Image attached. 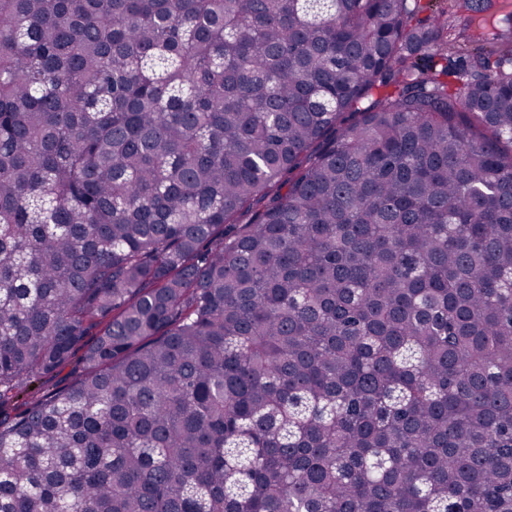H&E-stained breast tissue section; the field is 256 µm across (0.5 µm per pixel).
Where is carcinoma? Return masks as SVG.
I'll list each match as a JSON object with an SVG mask.
<instances>
[{
    "label": "carcinoma",
    "mask_w": 512,
    "mask_h": 512,
    "mask_svg": "<svg viewBox=\"0 0 512 512\" xmlns=\"http://www.w3.org/2000/svg\"><path fill=\"white\" fill-rule=\"evenodd\" d=\"M504 8L0 0V512H512ZM75 372L71 366H68L62 372H59L51 378L41 379L32 383L24 389L18 399V405H24L35 397H40L48 393L63 391L73 381ZM33 387V390H30Z\"/></svg>",
    "instance_id": "obj_1"
}]
</instances>
